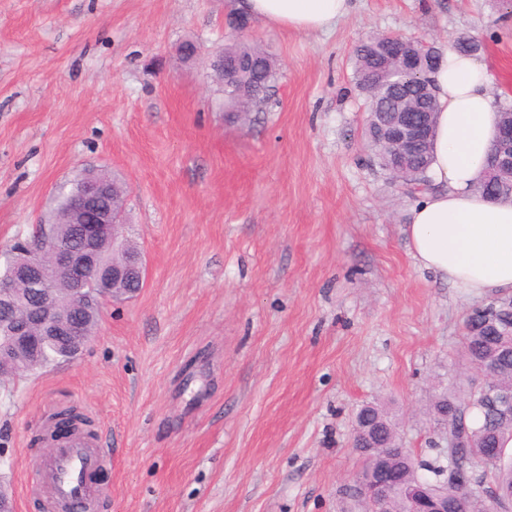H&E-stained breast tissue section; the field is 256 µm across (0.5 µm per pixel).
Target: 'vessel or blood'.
<instances>
[{
  "instance_id": "1",
  "label": "vessel or blood",
  "mask_w": 512,
  "mask_h": 512,
  "mask_svg": "<svg viewBox=\"0 0 512 512\" xmlns=\"http://www.w3.org/2000/svg\"><path fill=\"white\" fill-rule=\"evenodd\" d=\"M106 463L105 456L85 435L73 434L56 449L41 473L53 488L54 505L89 503L98 493L92 476Z\"/></svg>"
}]
</instances>
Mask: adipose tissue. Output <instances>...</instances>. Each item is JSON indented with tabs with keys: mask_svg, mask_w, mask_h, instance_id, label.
Returning <instances> with one entry per match:
<instances>
[{
	"mask_svg": "<svg viewBox=\"0 0 512 512\" xmlns=\"http://www.w3.org/2000/svg\"><path fill=\"white\" fill-rule=\"evenodd\" d=\"M244 12L285 31L324 33L350 15L351 0H244ZM436 136L431 191L411 210L405 234L414 257L471 294H512V199L492 201L476 185L497 134L499 102L488 66L447 50L431 76Z\"/></svg>",
	"mask_w": 512,
	"mask_h": 512,
	"instance_id": "1",
	"label": "adipose tissue"
}]
</instances>
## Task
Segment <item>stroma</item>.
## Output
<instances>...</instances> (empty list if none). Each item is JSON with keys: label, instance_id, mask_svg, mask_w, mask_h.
<instances>
[{"label": "stroma", "instance_id": "1", "mask_svg": "<svg viewBox=\"0 0 512 512\" xmlns=\"http://www.w3.org/2000/svg\"><path fill=\"white\" fill-rule=\"evenodd\" d=\"M240 0H0V252L88 169L126 183L143 288L104 304L73 361L0 386V488L49 512L52 415L76 407L108 462L88 512H361L358 409L416 460L448 431L426 405L459 377L469 310L404 234L418 194L382 169L351 53L397 33L479 41L512 80L500 0H353L324 34L251 21L277 65L263 111L224 117L211 61ZM202 48L182 62L178 47Z\"/></svg>", "mask_w": 512, "mask_h": 512}]
</instances>
